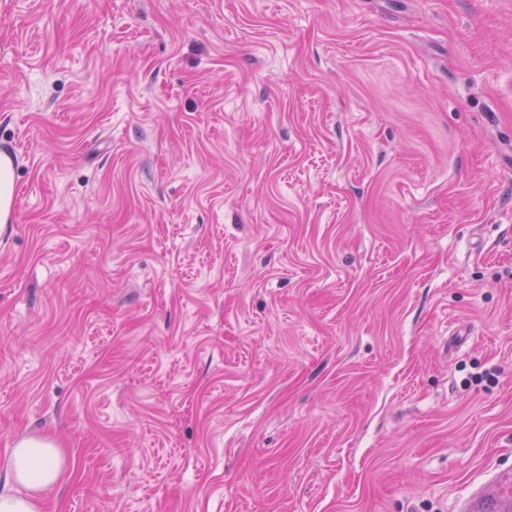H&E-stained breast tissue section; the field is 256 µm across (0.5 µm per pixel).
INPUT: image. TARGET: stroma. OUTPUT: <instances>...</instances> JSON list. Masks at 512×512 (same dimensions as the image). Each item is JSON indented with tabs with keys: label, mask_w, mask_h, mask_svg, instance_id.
<instances>
[{
	"label": "stroma",
	"mask_w": 512,
	"mask_h": 512,
	"mask_svg": "<svg viewBox=\"0 0 512 512\" xmlns=\"http://www.w3.org/2000/svg\"><path fill=\"white\" fill-rule=\"evenodd\" d=\"M2 152L42 512H455L512 468V0H0Z\"/></svg>",
	"instance_id": "stroma-1"
}]
</instances>
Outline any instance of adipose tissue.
I'll return each instance as SVG.
<instances>
[{"label":"adipose tissue","mask_w":512,"mask_h":512,"mask_svg":"<svg viewBox=\"0 0 512 512\" xmlns=\"http://www.w3.org/2000/svg\"><path fill=\"white\" fill-rule=\"evenodd\" d=\"M63 471L64 461L52 441L20 440L0 492V512H41L44 494L60 481Z\"/></svg>","instance_id":"1"}]
</instances>
